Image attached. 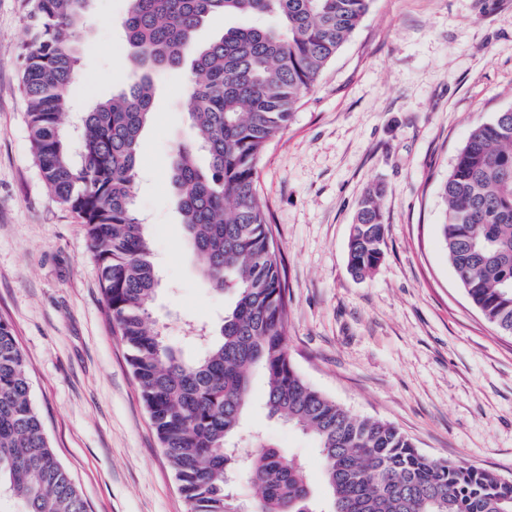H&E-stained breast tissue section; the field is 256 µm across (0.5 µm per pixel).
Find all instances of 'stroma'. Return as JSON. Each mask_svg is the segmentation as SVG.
<instances>
[{"mask_svg":"<svg viewBox=\"0 0 512 512\" xmlns=\"http://www.w3.org/2000/svg\"><path fill=\"white\" fill-rule=\"evenodd\" d=\"M128 0H92L76 36L79 107L133 76L119 24ZM27 0H0V319L23 350L32 400L89 512H187L113 335L85 227L33 160L20 90ZM187 80L156 79L134 189L159 286L151 320L185 357L189 323L231 302L201 280L169 182L193 136ZM512 108V0H372L368 13L258 166L290 295L287 340L313 387L400 427L423 454L512 479V336L470 304L441 237V186L475 123ZM382 186L385 257L353 279L361 196ZM253 375L246 429L303 459L328 490L313 438L270 417Z\"/></svg>","mask_w":512,"mask_h":512,"instance_id":"stroma-1","label":"stroma"}]
</instances>
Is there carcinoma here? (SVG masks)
Masks as SVG:
<instances>
[{"label":"carcinoma","mask_w":512,"mask_h":512,"mask_svg":"<svg viewBox=\"0 0 512 512\" xmlns=\"http://www.w3.org/2000/svg\"><path fill=\"white\" fill-rule=\"evenodd\" d=\"M90 0H28L21 73L28 137L41 179L85 226L91 257L151 425L188 512H245L229 489L246 478L250 512H512V482L421 453L396 425L355 416L310 386L286 341L290 298L257 168L301 99L367 13L371 0H128L125 48L139 75L79 113L80 153L63 126L78 71L72 39ZM231 16L203 47L198 30ZM189 67L196 140L176 147L170 183L201 279L227 290L220 334L203 327L191 359L148 323L159 281L146 224L134 208L141 134L154 77ZM204 152L205 168L195 155ZM382 190L359 201L348 267L364 278L384 257ZM441 236L471 303L512 336V109L475 124L442 186ZM266 380L269 414L312 436L329 498L320 504L305 465L260 434L241 460L234 443L250 378ZM21 512H88L31 398L26 357L0 319V496Z\"/></svg>","instance_id":"cac0c4a2"}]
</instances>
